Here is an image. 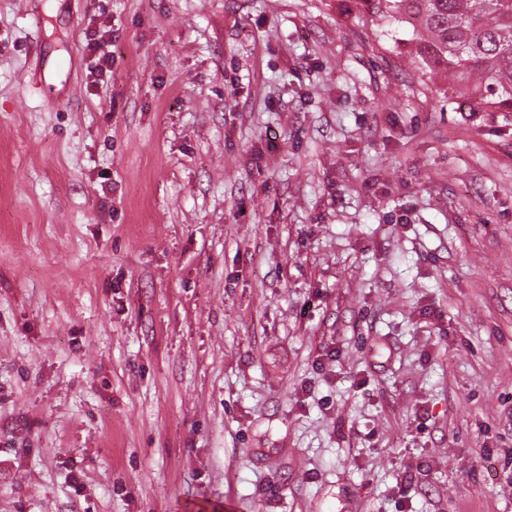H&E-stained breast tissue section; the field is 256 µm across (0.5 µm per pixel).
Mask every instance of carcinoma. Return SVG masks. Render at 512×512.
<instances>
[{"label":"carcinoma","mask_w":512,"mask_h":512,"mask_svg":"<svg viewBox=\"0 0 512 512\" xmlns=\"http://www.w3.org/2000/svg\"><path fill=\"white\" fill-rule=\"evenodd\" d=\"M412 29L415 62L444 76L472 112H512V0H356Z\"/></svg>","instance_id":"cac0c4a2"}]
</instances>
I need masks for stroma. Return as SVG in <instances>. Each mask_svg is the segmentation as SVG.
<instances>
[{
    "mask_svg": "<svg viewBox=\"0 0 512 512\" xmlns=\"http://www.w3.org/2000/svg\"><path fill=\"white\" fill-rule=\"evenodd\" d=\"M410 39L0 0V512H512V119Z\"/></svg>",
    "mask_w": 512,
    "mask_h": 512,
    "instance_id": "35a3bbf8",
    "label": "stroma"
}]
</instances>
